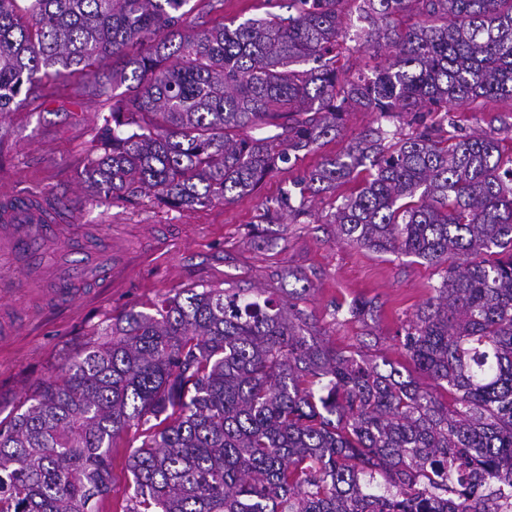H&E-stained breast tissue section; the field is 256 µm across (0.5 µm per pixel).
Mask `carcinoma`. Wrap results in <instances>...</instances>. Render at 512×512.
<instances>
[{
	"mask_svg": "<svg viewBox=\"0 0 512 512\" xmlns=\"http://www.w3.org/2000/svg\"><path fill=\"white\" fill-rule=\"evenodd\" d=\"M189 2L0 0V114L80 74L112 94L89 196L183 210L255 191L354 107L375 112L262 218L352 183L339 241L443 268L398 338L453 408L326 345L293 303L308 284L183 288L112 319L0 419V512H99L131 430L123 512H492L512 488V124L461 130L471 102L512 100V0H363L380 62L356 81L333 56L349 0L197 32Z\"/></svg>",
	"mask_w": 512,
	"mask_h": 512,
	"instance_id": "cac0c4a2",
	"label": "carcinoma"
}]
</instances>
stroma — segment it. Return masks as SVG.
I'll return each mask as SVG.
<instances>
[{
    "label": "stroma",
    "mask_w": 512,
    "mask_h": 512,
    "mask_svg": "<svg viewBox=\"0 0 512 512\" xmlns=\"http://www.w3.org/2000/svg\"><path fill=\"white\" fill-rule=\"evenodd\" d=\"M286 0H224V8L200 17V25L243 22L282 13ZM346 34L338 50L343 74H371L373 49L360 36L356 4H349ZM57 92L0 117V198L29 196L48 201L57 223L91 224L113 250L110 282L86 284L68 308L35 297L26 322L10 343L0 344V411L15 398L56 374L57 368L90 341L96 328L117 315L148 310L159 297L201 283L223 288L298 287L311 290L300 303L330 345L360 351L368 359L386 356L446 400L445 391L408 364L397 333L441 281V271L413 256L378 253L339 242L330 219L343 185L317 194L306 214H281L269 224L259 216L267 201L280 197L324 157L337 154L374 124L373 112L352 109L341 134L294 164L280 166L251 194L232 203L178 210L143 194L111 203L85 196L86 155L104 124L110 100L84 88L78 76L58 79ZM356 298L376 300L374 316L353 319Z\"/></svg>",
    "instance_id": "stroma-1"
}]
</instances>
